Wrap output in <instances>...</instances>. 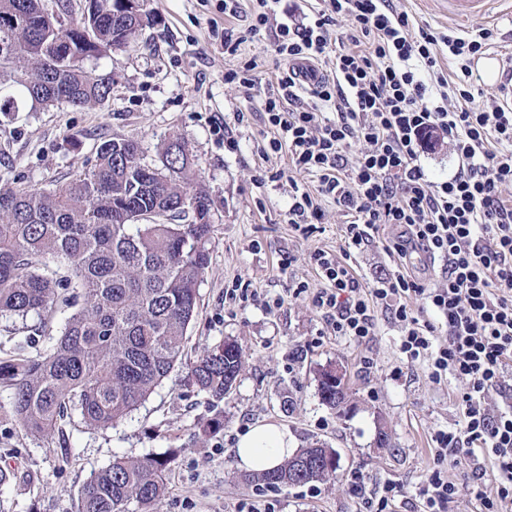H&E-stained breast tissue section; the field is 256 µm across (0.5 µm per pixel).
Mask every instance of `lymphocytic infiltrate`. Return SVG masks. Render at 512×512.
Here are the masks:
<instances>
[{
  "mask_svg": "<svg viewBox=\"0 0 512 512\" xmlns=\"http://www.w3.org/2000/svg\"><path fill=\"white\" fill-rule=\"evenodd\" d=\"M217 2L228 18L248 11L252 32H268L283 63L262 104L272 136L259 154L287 152L289 172L315 181L294 189L289 224L309 232L331 202L350 218V247L370 246L381 226L400 230L403 268L371 286L335 255L313 254L322 319L360 344L374 334L375 308L392 309L407 361L426 360L432 383L452 374L467 384L459 428L435 439L424 512H447L457 492L449 455L478 451L493 460L497 508H512V409L494 414L487 403L512 365V205L503 198L512 190V101L485 91L472 67L496 30L440 34L411 24L392 0H311L300 12L281 9L282 0ZM318 61L331 73L315 78L308 104L297 71ZM435 136L457 162L441 180L422 162ZM355 142L362 149L353 155ZM418 255L440 262V284L407 272ZM414 297L445 320L446 338L408 307Z\"/></svg>",
  "mask_w": 512,
  "mask_h": 512,
  "instance_id": "obj_1",
  "label": "lymphocytic infiltrate"
}]
</instances>
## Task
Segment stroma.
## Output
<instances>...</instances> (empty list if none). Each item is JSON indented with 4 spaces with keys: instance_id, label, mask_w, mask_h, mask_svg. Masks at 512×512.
I'll list each match as a JSON object with an SVG mask.
<instances>
[{
    "instance_id": "stroma-1",
    "label": "stroma",
    "mask_w": 512,
    "mask_h": 512,
    "mask_svg": "<svg viewBox=\"0 0 512 512\" xmlns=\"http://www.w3.org/2000/svg\"><path fill=\"white\" fill-rule=\"evenodd\" d=\"M154 18L137 45L96 60L100 73L113 74L108 105L75 109L65 104L15 114L0 123V188L29 185L52 189L93 161L101 141L139 140L144 158L158 160L157 147L170 133L183 137L212 205L207 244L209 262L199 285L200 305L187 330L185 364L179 365L125 419L106 429H87L71 419L62 432L37 439L9 416L10 392L0 382V469L10 471L0 487V512H76L77 495L93 471L113 457L166 453L173 460L161 512H237L260 496L281 512H364V497L385 485L401 486L392 512H419V491L429 474L439 431L456 428L465 381L448 376L432 383L428 364L407 362L400 351V326L391 311H375V334L366 342L332 335L313 304L320 282L311 256L325 250L350 264L367 283L396 269L391 242L395 227L380 229L364 250L348 247L349 218L334 204L324 206L320 224L308 235L288 222L287 180L259 184L262 170L284 169L287 155L261 164L256 151L271 137L258 118L265 93L276 85L278 60L268 34L251 33L249 19L228 21L215 4L201 0H145ZM230 23L242 44L225 55L211 36L213 26ZM256 61L258 89L245 100L224 72ZM251 111L235 127L237 151L220 145L210 131L214 115ZM309 289L296 293L298 283ZM246 283L283 305L267 311L255 302L224 307V290ZM64 314L26 322L0 319V360L15 344L30 353L48 350L59 338ZM236 340L245 365L235 388L216 401L187 382V362L203 349ZM346 370L345 401L322 404L319 373L328 364ZM274 423L288 429L298 447L317 442L336 451L333 479L278 489L244 479L235 448L250 427ZM386 429L389 447L376 444ZM362 474V492L351 477ZM457 484L448 512H486L496 499L488 458L449 466Z\"/></svg>"
}]
</instances>
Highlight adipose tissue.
<instances>
[{
    "label": "adipose tissue",
    "instance_id": "obj_1",
    "mask_svg": "<svg viewBox=\"0 0 512 512\" xmlns=\"http://www.w3.org/2000/svg\"><path fill=\"white\" fill-rule=\"evenodd\" d=\"M295 452L287 431L274 424L250 428L238 439L235 454L240 468L262 472L278 467Z\"/></svg>",
    "mask_w": 512,
    "mask_h": 512
}]
</instances>
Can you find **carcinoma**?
I'll use <instances>...</instances> for the list:
<instances>
[{
    "label": "carcinoma",
    "instance_id": "cac0c4a2",
    "mask_svg": "<svg viewBox=\"0 0 512 512\" xmlns=\"http://www.w3.org/2000/svg\"><path fill=\"white\" fill-rule=\"evenodd\" d=\"M55 7L68 45L40 24L46 0H0V61L15 56L25 75L0 66L3 116L41 98L76 109L107 103L110 75L85 62L113 46L121 31L136 43L154 22L144 10L127 14L125 0H95L93 11L74 0H56ZM159 161L164 184L150 173L136 139H106L92 167L52 191L0 190V317H40L60 304L73 309L51 349L0 364L11 418L35 438L51 436L73 413L93 429L119 422L182 361L211 225L181 203L203 217L212 201L180 137L161 145ZM60 287L74 294L59 298ZM243 362L241 346L227 340L200 355L187 378L221 399ZM313 455L329 462L317 480L336 473V452L318 447ZM291 463L245 480L286 486ZM169 464L166 455L113 457L83 484L77 512H160Z\"/></svg>",
    "mask_w": 512,
    "mask_h": 512
}]
</instances>
